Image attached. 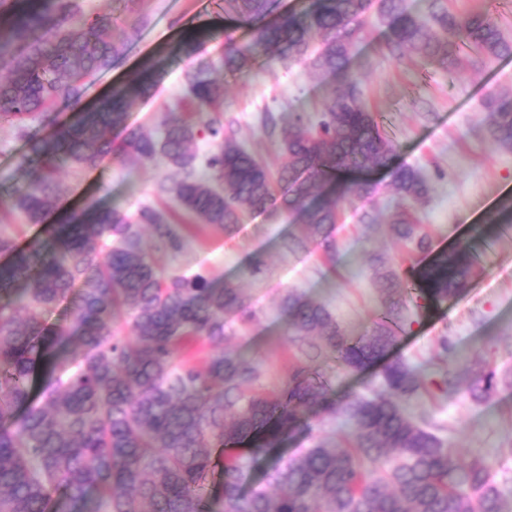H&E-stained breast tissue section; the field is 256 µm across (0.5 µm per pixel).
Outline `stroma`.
I'll return each mask as SVG.
<instances>
[{
    "label": "stroma",
    "mask_w": 512,
    "mask_h": 512,
    "mask_svg": "<svg viewBox=\"0 0 512 512\" xmlns=\"http://www.w3.org/2000/svg\"><path fill=\"white\" fill-rule=\"evenodd\" d=\"M136 8L148 17V25L131 38L112 69L86 84L79 104L55 105L58 121H70L78 106L98 104L113 88L146 80L151 94L130 101L127 123L158 124L168 104L183 94L187 71L204 61L224 85L225 121L268 168H277L282 160L278 138L262 130L259 115L269 108L287 121L312 112L332 82L304 65L270 64L262 58L252 68L225 73L226 36L245 43L251 35L225 15L224 0H137ZM385 40V28L371 23L355 73L365 105L396 144L394 166L418 168L427 182V194L414 211L431 238L430 253L408 255L388 235L394 201L385 170L350 176V183L365 184L374 194L368 200L342 201L338 253L332 262L310 242L294 251L284 249V240L302 236L303 229L277 210L245 215L230 233L184 223L172 194L157 191L158 185L170 187L177 180L162 165L147 164L133 173L110 160L89 172L58 167L62 196L57 211L45 223L28 224L10 210L13 189L27 178L21 164L27 145L6 123L0 124V235L24 246L48 239L52 226L81 221L102 206L133 213L149 203L165 210L178 225L184 247L163 257L162 265L188 275L205 272L216 284L230 281L244 288L257 319L230 346L258 364L255 389L265 393L284 388L301 357L279 306L288 292L324 304L355 340L369 334L382 307L369 269L372 255L384 254L401 287L408 289L415 269L429 264L435 254L470 245L480 262L467 286L448 301L409 309L389 356L417 366L424 378V390L408 404L413 416L426 417L462 457L484 456L496 473L512 475V392H498L475 405L446 394L441 385L446 371L465 384L467 366L475 359L499 370L512 368V222L496 219L502 206L512 202V153L489 141L481 108L487 92H512V56L476 63L451 78L435 61L391 57ZM371 209L378 213V224L370 230L361 216ZM443 337L450 350L440 348ZM308 370L328 381L332 398L343 399L376 384L381 367L355 373L326 357L310 363ZM327 421L322 413L310 414L306 426L283 437L273 456L303 453L323 435Z\"/></svg>",
    "instance_id": "stroma-1"
}]
</instances>
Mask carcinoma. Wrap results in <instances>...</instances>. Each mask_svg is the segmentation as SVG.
<instances>
[{
  "instance_id": "cac0c4a2",
  "label": "carcinoma",
  "mask_w": 512,
  "mask_h": 512,
  "mask_svg": "<svg viewBox=\"0 0 512 512\" xmlns=\"http://www.w3.org/2000/svg\"><path fill=\"white\" fill-rule=\"evenodd\" d=\"M18 2L0 0L9 16L0 57L10 63L9 77L0 79V120L28 145L29 178L13 191V207L28 223L41 224L56 210L59 164L88 171L111 157L130 170L160 163L180 172L159 193L172 191L198 224L230 233L245 212L285 211L331 260L341 200L370 194L365 185H337L336 177L386 168L395 152L352 72L369 19L385 26L392 55L431 58L450 78L474 59L512 55V39L492 14L459 17L441 0H431L426 14L407 0H310L302 16L274 20L276 0H224V13L252 35L246 46L226 37L225 72L249 68L262 55L344 80L316 116L298 114L281 129L284 161L273 176L224 127L223 87L204 62L186 74L193 119L172 111L156 128L128 127V101L151 90L142 83L114 89L50 137L30 133L26 118L62 100L79 102L86 81L112 68L130 36L112 16L88 15L74 0L47 9ZM483 107L489 140L512 153V93L493 90ZM112 132L122 135L117 146ZM201 139L211 146L204 155L193 149ZM390 188L399 200L389 215L392 237L428 251L430 237L412 215L427 192L421 173L395 168ZM143 227L168 251L181 249L164 211L150 205L135 213L106 206L84 224H61L49 250L20 249L0 236V252L12 254L0 268V512H60L64 501L80 512H512L511 477L496 480L488 460L461 457L407 413L403 401L421 385L407 361L386 364L370 393L341 402L328 400V383L303 367L277 393L251 391L258 366L226 349L255 320L245 293L159 266L142 246ZM478 263L470 247H458L437 256L408 290L375 259L384 307L356 341L321 303L290 292L281 307L294 340L358 371L392 349L409 304L459 293ZM64 301L69 322H48ZM501 388L512 389V372L477 362L463 395L478 404ZM318 401L336 429L303 454L277 459L265 487L242 493L253 464ZM244 442L254 447L224 463L214 496V450Z\"/></svg>"
}]
</instances>
